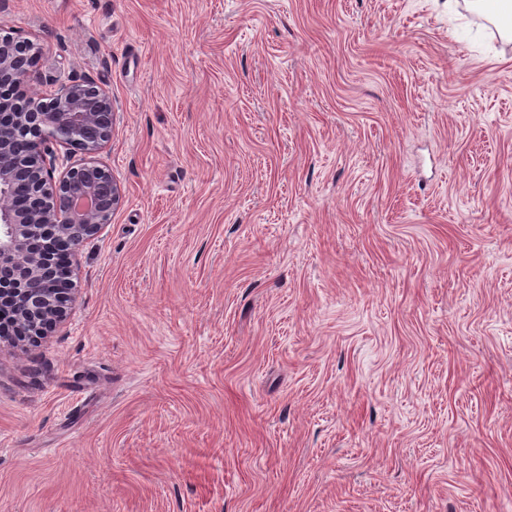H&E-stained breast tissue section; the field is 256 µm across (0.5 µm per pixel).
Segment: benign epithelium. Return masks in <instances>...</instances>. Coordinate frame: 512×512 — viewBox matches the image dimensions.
I'll use <instances>...</instances> for the list:
<instances>
[{
	"instance_id": "obj_1",
	"label": "benign epithelium",
	"mask_w": 512,
	"mask_h": 512,
	"mask_svg": "<svg viewBox=\"0 0 512 512\" xmlns=\"http://www.w3.org/2000/svg\"><path fill=\"white\" fill-rule=\"evenodd\" d=\"M44 50L22 35L0 38V309L17 308L18 321L34 336L64 322L71 310L74 281L59 292L58 250L75 276L84 243L110 223L124 190L110 170L95 160L54 177L56 148L100 152L112 139L116 112L108 91L72 81L25 98L26 112L3 89L33 79ZM24 135L29 150L14 151ZM23 181L34 192L29 205L1 203L12 185Z\"/></svg>"
}]
</instances>
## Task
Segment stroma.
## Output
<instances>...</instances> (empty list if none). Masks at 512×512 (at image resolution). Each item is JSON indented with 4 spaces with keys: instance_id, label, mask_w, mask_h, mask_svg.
Instances as JSON below:
<instances>
[{
    "instance_id": "obj_1",
    "label": "stroma",
    "mask_w": 512,
    "mask_h": 512,
    "mask_svg": "<svg viewBox=\"0 0 512 512\" xmlns=\"http://www.w3.org/2000/svg\"><path fill=\"white\" fill-rule=\"evenodd\" d=\"M112 97L67 320L0 343V512H512V37L468 0H0Z\"/></svg>"
}]
</instances>
